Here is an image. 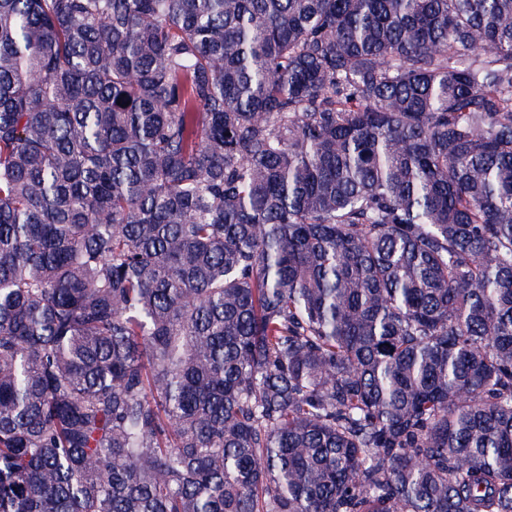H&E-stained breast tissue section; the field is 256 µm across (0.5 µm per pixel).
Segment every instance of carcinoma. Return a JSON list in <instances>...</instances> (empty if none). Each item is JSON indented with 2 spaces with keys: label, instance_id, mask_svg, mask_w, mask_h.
<instances>
[{
  "label": "carcinoma",
  "instance_id": "1",
  "mask_svg": "<svg viewBox=\"0 0 512 512\" xmlns=\"http://www.w3.org/2000/svg\"><path fill=\"white\" fill-rule=\"evenodd\" d=\"M0 512H512V0H0Z\"/></svg>",
  "mask_w": 512,
  "mask_h": 512
}]
</instances>
